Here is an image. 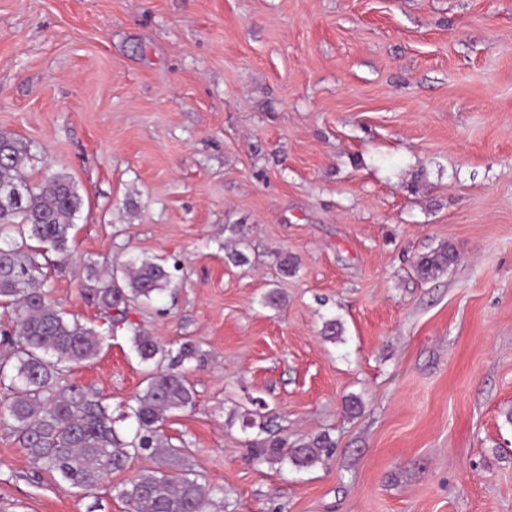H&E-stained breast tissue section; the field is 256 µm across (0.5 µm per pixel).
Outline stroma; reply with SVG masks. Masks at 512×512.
Returning <instances> with one entry per match:
<instances>
[{
  "label": "stroma",
  "mask_w": 512,
  "mask_h": 512,
  "mask_svg": "<svg viewBox=\"0 0 512 512\" xmlns=\"http://www.w3.org/2000/svg\"><path fill=\"white\" fill-rule=\"evenodd\" d=\"M0 131L83 199L72 259L45 254L68 315L99 321L86 263L177 265L72 379L116 409L151 370L132 329L194 341L196 406L162 431L213 512H512V0H0ZM258 400L333 456L252 460ZM153 465L84 493L0 425V512H127ZM457 262L458 254L455 248L450 243H442L419 255L414 262V271L421 280L432 281Z\"/></svg>",
  "instance_id": "1"
}]
</instances>
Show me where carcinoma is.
Instances as JSON below:
<instances>
[{"label": "carcinoma", "mask_w": 512, "mask_h": 512, "mask_svg": "<svg viewBox=\"0 0 512 512\" xmlns=\"http://www.w3.org/2000/svg\"><path fill=\"white\" fill-rule=\"evenodd\" d=\"M30 161L27 145L16 135L0 132V190L20 188L19 204L0 203V306L11 314L6 333L9 357L0 362V424L14 430L38 468L74 488L88 492L106 477L124 469L140 454L153 458L155 467L123 483L119 495L128 512H211L220 489L202 483L186 467L184 452L169 444L162 427L167 415L191 409L196 394L183 366L202 358L199 348L184 341L173 350L133 328V348L143 362L155 366L146 387L118 416L102 395L69 379L72 369L96 357L104 334L129 323L134 303L148 304L166 293L173 273L154 259L132 258L121 272L98 277L93 300L102 324L87 326L49 297L47 272L39 261L48 247L67 259L72 252L70 230L83 200L71 180L45 170L33 183L24 173ZM458 262L449 243L423 253L414 271L432 281ZM131 421L130 431L119 424ZM244 427L265 438L250 442L257 461L285 460L297 469L316 466L331 457L336 441L322 433L285 448L270 439L271 420L247 412Z\"/></svg>", "instance_id": "carcinoma-1"}]
</instances>
